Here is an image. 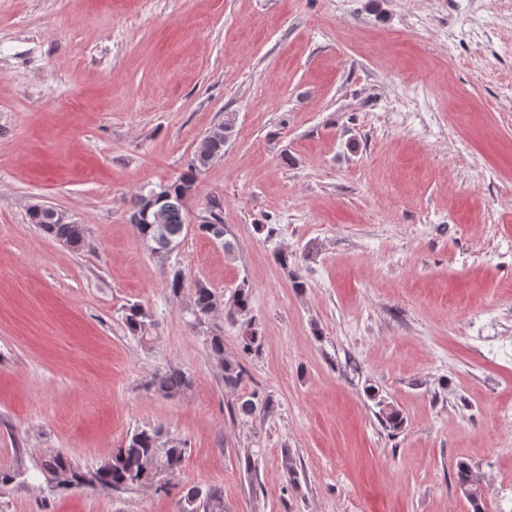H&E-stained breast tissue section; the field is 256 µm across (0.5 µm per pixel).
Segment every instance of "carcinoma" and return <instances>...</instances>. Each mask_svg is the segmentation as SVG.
Segmentation results:
<instances>
[{
  "mask_svg": "<svg viewBox=\"0 0 512 512\" xmlns=\"http://www.w3.org/2000/svg\"><path fill=\"white\" fill-rule=\"evenodd\" d=\"M214 137L207 147V158L194 152L188 173L149 190L135 195L130 201L131 216L141 213L150 201L155 206L146 221H131L136 234L144 241L155 244L154 250L171 251L180 244V238L186 230V202L195 191L197 173L207 168L214 160L224 156V147L232 133V125L227 122L212 127ZM29 221L36 224L47 236L71 247L79 248L84 243V227L71 221L60 222L54 209L35 204L30 207ZM198 231L209 239L224 245L227 254L233 253V244L225 238L223 206L213 200L206 208V216L197 225ZM277 263L289 274L294 287L304 288L306 283L300 273L295 258L284 252L275 254ZM191 308L196 318L212 316L224 307V295L216 292L202 281H196L191 288ZM251 289L247 282H241L233 291L229 300L227 316H246L251 311ZM125 325L136 335L139 341L148 343L155 323L148 309L133 304L125 314ZM212 358L224 371V384L230 388L237 387L245 375L243 366L238 362L224 359V337L221 333H212L208 339ZM189 385L188 377L178 369H168L154 376L151 387L159 394L173 397L184 391ZM370 398L376 400L379 407V419L386 427L398 430L404 423L401 410L378 397L373 388L367 389ZM238 414L251 417L256 413L270 411L268 399L252 393L240 399ZM159 428L137 429L124 444L115 449L112 457L96 469H82L71 464L59 454L46 457L40 470L51 477L55 486H77L92 491L109 492L134 484H148L161 471L174 472L180 469L185 458L186 449L178 443L161 441ZM457 484L462 494L469 500L474 512H483L484 486L472 467L461 462L457 466ZM182 512H224V495L217 489L205 492L191 488L184 497Z\"/></svg>",
  "mask_w": 512,
  "mask_h": 512,
  "instance_id": "carcinoma-1",
  "label": "carcinoma"
}]
</instances>
